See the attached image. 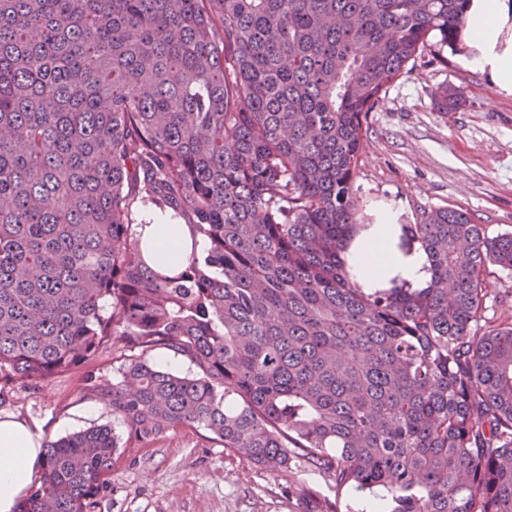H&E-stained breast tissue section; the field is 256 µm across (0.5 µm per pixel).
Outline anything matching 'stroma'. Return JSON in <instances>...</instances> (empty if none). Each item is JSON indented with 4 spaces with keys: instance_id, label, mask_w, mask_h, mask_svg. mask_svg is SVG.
I'll return each instance as SVG.
<instances>
[{
    "instance_id": "obj_1",
    "label": "stroma",
    "mask_w": 512,
    "mask_h": 512,
    "mask_svg": "<svg viewBox=\"0 0 512 512\" xmlns=\"http://www.w3.org/2000/svg\"><path fill=\"white\" fill-rule=\"evenodd\" d=\"M448 85L462 88L463 104L446 114L434 99ZM353 190L370 221L389 209L399 223L416 224L448 207L512 231V95L487 73L463 68L456 49L422 52L369 115ZM84 374L78 366L35 388L6 386L0 416L41 426L47 440L112 428L119 449L95 512H367L389 503L381 489L337 488L300 458L276 470L250 464L200 427L130 439L111 407L84 393Z\"/></svg>"
}]
</instances>
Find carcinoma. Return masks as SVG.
<instances>
[{
    "instance_id": "obj_1",
    "label": "carcinoma",
    "mask_w": 512,
    "mask_h": 512,
    "mask_svg": "<svg viewBox=\"0 0 512 512\" xmlns=\"http://www.w3.org/2000/svg\"><path fill=\"white\" fill-rule=\"evenodd\" d=\"M468 2L0 0V382L110 342L121 380L83 390L131 439L202 427L390 512H512V318L475 329L512 231L448 208L401 225L422 289L366 293L344 257L368 115ZM147 205L207 243L171 275L136 236ZM117 451L106 425L47 441L18 512H94ZM164 356V357H163ZM160 357H163L159 360ZM168 357V358H167ZM170 359V362L168 363ZM152 362L156 364H161L164 368L172 370L173 372L185 375L189 373H193L195 371V367L190 363L189 360L181 357L177 354H174L172 351L167 349H161L155 351L151 355ZM159 361V363H158ZM168 363V364H166ZM166 364V365H165Z\"/></svg>"
}]
</instances>
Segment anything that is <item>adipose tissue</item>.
Wrapping results in <instances>:
<instances>
[{"label":"adipose tissue","mask_w":512,"mask_h":512,"mask_svg":"<svg viewBox=\"0 0 512 512\" xmlns=\"http://www.w3.org/2000/svg\"><path fill=\"white\" fill-rule=\"evenodd\" d=\"M466 51L459 62L490 75L500 92L512 95V0H471L463 31ZM137 232L142 246L154 249V269L166 272L184 263L190 252L204 251L205 241H192L188 225L173 227L161 210L142 212ZM401 229L391 210H382L376 224L356 237L345 259L365 292L387 287L397 279L408 288L430 281V263L421 245L402 250L396 245ZM44 465L43 438L26 420L0 417V512H17Z\"/></svg>","instance_id":"ef3b65f1"}]
</instances>
